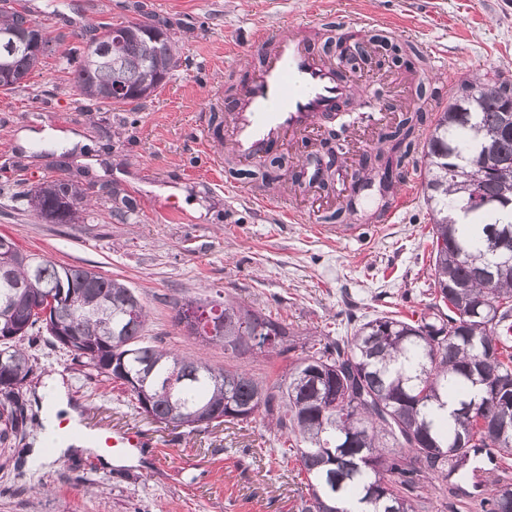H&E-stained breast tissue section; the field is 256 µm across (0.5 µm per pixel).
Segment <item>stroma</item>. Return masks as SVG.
Returning a JSON list of instances; mask_svg holds the SVG:
<instances>
[{"instance_id": "35a3bbf8", "label": "stroma", "mask_w": 512, "mask_h": 512, "mask_svg": "<svg viewBox=\"0 0 512 512\" xmlns=\"http://www.w3.org/2000/svg\"><path fill=\"white\" fill-rule=\"evenodd\" d=\"M50 31L52 51L35 75L0 90V234L22 251L76 265L135 288L149 308L148 340L202 354L219 369L245 368L282 382L298 353L325 335L353 332L381 315L417 320L434 304L431 213L422 192L389 224L357 218L358 236L321 237L314 224L281 222L240 189L224 191L228 86L256 60L243 31L276 29L323 8L355 22L380 16L390 36L433 45L447 64L427 86L437 114L468 79L512 76V0H26ZM148 17L165 24L180 63L135 111L82 100L72 88V50L98 25ZM75 133L65 146L53 132ZM53 179L77 182L89 198L75 224H48L23 198ZM134 200L115 210L114 196ZM287 325L292 352L241 358L201 344L174 323L175 303L215 295ZM32 371L22 385L24 433L0 442V512H300L306 475L281 458L280 431L262 417L188 432L137 409L123 385L72 358L46 333L27 342ZM63 379L84 434L138 432L149 441L141 466L117 469L98 453L49 464L29 460L43 412L40 387Z\"/></svg>"}]
</instances>
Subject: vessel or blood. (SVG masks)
<instances>
[{
	"label": "vessel or blood",
	"instance_id": "vessel-or-blood-1",
	"mask_svg": "<svg viewBox=\"0 0 512 512\" xmlns=\"http://www.w3.org/2000/svg\"><path fill=\"white\" fill-rule=\"evenodd\" d=\"M325 26L339 35L351 33L353 41L361 39L360 31H348L340 17L323 10L289 21L275 31L250 30L248 43L259 57L260 67L224 101L230 118L228 141L239 164L259 163L285 144L309 143L323 133L328 116L359 94V87L339 63L316 49L315 39ZM387 116L384 105L369 113L366 126L370 133L359 138L360 148L375 146ZM337 177L344 203L363 206L369 202L372 190L361 186L357 172L343 168ZM251 200L259 209L281 213L292 223L312 218L311 213L286 205L284 197L278 195L255 194ZM92 444L120 455L128 448L145 447L146 440L142 434L132 432L97 437Z\"/></svg>",
	"mask_w": 512,
	"mask_h": 512
}]
</instances>
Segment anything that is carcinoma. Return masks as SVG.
I'll return each instance as SVG.
<instances>
[{"label": "carcinoma", "mask_w": 512, "mask_h": 512, "mask_svg": "<svg viewBox=\"0 0 512 512\" xmlns=\"http://www.w3.org/2000/svg\"><path fill=\"white\" fill-rule=\"evenodd\" d=\"M17 0H0V52L7 33L21 36ZM96 49L80 52L71 82L99 105H133L177 67L168 28L151 19L113 35L112 25L93 37ZM40 57L13 56L19 87ZM474 97L454 93L432 121L423 145L424 193L432 214L433 284L448 312L419 321L398 315L369 320L346 336L329 337L299 357L288 383L277 389L242 369H215L199 357L178 355L144 342L148 310L118 279L80 266H61L25 253L14 240L0 253V440L26 426L18 386L31 365L24 341L45 330L61 348L121 382L137 408L154 420L192 433L205 418L247 423L263 412L293 438L281 455L297 453L312 505L304 512H425L415 494L439 479L448 495L481 512H512V267L493 264L491 245L512 254V133L502 131L512 107V79L497 72L475 79ZM427 90L417 107L380 138L366 162L364 180L387 194L390 175L410 157L427 122ZM82 189L48 180L43 194L28 195L29 211L71 224V202ZM51 305L48 316L41 306ZM196 335L205 334L213 307H222L224 339L232 357L266 349L291 351L288 328L260 310L199 298ZM453 399L451 418L442 398Z\"/></svg>", "instance_id": "carcinoma-1"}]
</instances>
